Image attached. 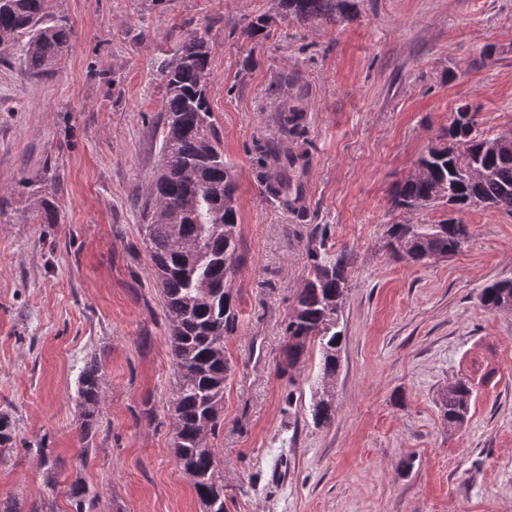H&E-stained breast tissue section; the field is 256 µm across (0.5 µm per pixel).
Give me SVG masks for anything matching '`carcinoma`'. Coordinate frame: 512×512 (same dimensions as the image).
Returning <instances> with one entry per match:
<instances>
[{
    "instance_id": "cac0c4a2",
    "label": "carcinoma",
    "mask_w": 512,
    "mask_h": 512,
    "mask_svg": "<svg viewBox=\"0 0 512 512\" xmlns=\"http://www.w3.org/2000/svg\"><path fill=\"white\" fill-rule=\"evenodd\" d=\"M348 0H280L288 17L299 23L336 22L347 12ZM49 0H0V47L21 46L30 73L50 77L72 48L73 32L48 23ZM265 15L249 20L243 33L255 37L270 27ZM163 77L164 122L160 164L145 199L144 240L162 295L168 325L167 344L174 376L168 401L172 424V453L179 470L198 496L218 499L224 508V478L216 449L209 438L224 425V386L233 366L224 350V336L233 331L237 309L231 294L239 261L236 175L224 163L222 133L208 99L210 53L204 35L188 34L179 49L160 63ZM477 108L468 103L453 113L418 162L420 173L401 182L392 197L397 209H428L455 202L463 211L483 206L512 212V147L499 148L502 135L475 133ZM303 112L296 106L279 113L280 139L266 149L270 175L265 189L287 205L300 202L294 172L303 159L288 148L300 135ZM34 213L57 215L45 188L31 190ZM385 247L415 262L448 257L468 242V226L456 218L437 224H391ZM310 272L296 295L285 325L286 345L281 372L295 368L307 345L321 347V380L334 379L339 368L341 332L337 330L351 289L347 269L351 251L336 254L323 237L307 242ZM483 307L499 311L512 302V281H497L479 294ZM104 372L91 359L77 377L80 438L86 440L99 421ZM475 385L468 376L448 383L437 401L449 428L467 420ZM335 418L333 401L317 398L312 405L315 425L327 427ZM15 423L0 412V456L15 446ZM47 478L58 460L45 440L33 444ZM72 512H92L96 497L77 477L66 491Z\"/></svg>"
}]
</instances>
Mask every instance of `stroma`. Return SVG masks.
<instances>
[{"label":"stroma","instance_id":"obj_1","mask_svg":"<svg viewBox=\"0 0 512 512\" xmlns=\"http://www.w3.org/2000/svg\"><path fill=\"white\" fill-rule=\"evenodd\" d=\"M260 14L271 27L246 38ZM50 19L75 33L52 77L0 50V410L17 435L0 500L70 512L78 477L97 512H202L171 453L167 329L141 232L161 143L159 64L198 31L238 183V318L224 339L235 372L211 440L227 512H512V310L478 297L512 280V213H460L469 241L446 259L416 264L384 246L389 225L444 218L394 208L391 191L458 106L477 107L480 133L512 131V0H351L340 23L306 25L279 0H52ZM298 92L301 216L265 191L262 153ZM24 182L46 184L57 223L34 218ZM315 234L353 253L327 428L311 417L319 344L278 370ZM93 358L104 396L84 442L76 378ZM462 375L480 386L451 431L436 400ZM42 436L58 459L52 487L27 449Z\"/></svg>","mask_w":512,"mask_h":512}]
</instances>
